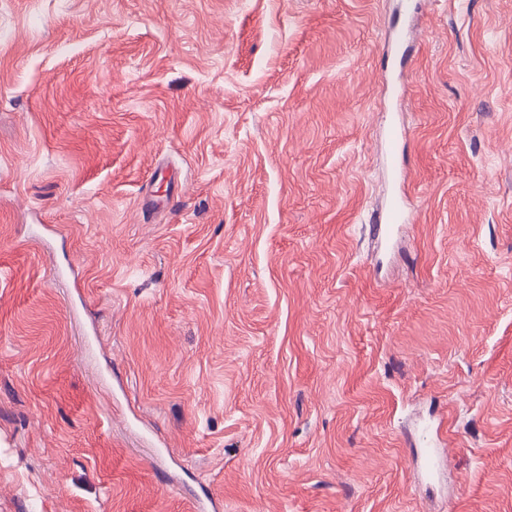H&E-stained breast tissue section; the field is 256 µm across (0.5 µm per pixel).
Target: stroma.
Wrapping results in <instances>:
<instances>
[{"label": "stroma", "instance_id": "35a3bbf8", "mask_svg": "<svg viewBox=\"0 0 512 512\" xmlns=\"http://www.w3.org/2000/svg\"><path fill=\"white\" fill-rule=\"evenodd\" d=\"M406 2L0 0V512H512V0ZM406 223H409V214L398 200L385 212H372L366 226L371 237L387 239L397 224Z\"/></svg>", "mask_w": 512, "mask_h": 512}]
</instances>
